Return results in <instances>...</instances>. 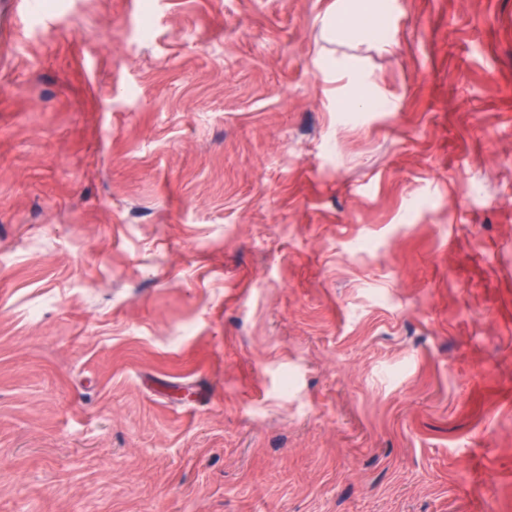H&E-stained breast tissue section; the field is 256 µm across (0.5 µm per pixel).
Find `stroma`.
<instances>
[{
	"mask_svg": "<svg viewBox=\"0 0 512 512\" xmlns=\"http://www.w3.org/2000/svg\"><path fill=\"white\" fill-rule=\"evenodd\" d=\"M0 0V512H512V0Z\"/></svg>",
	"mask_w": 512,
	"mask_h": 512,
	"instance_id": "obj_1",
	"label": "stroma"
}]
</instances>
